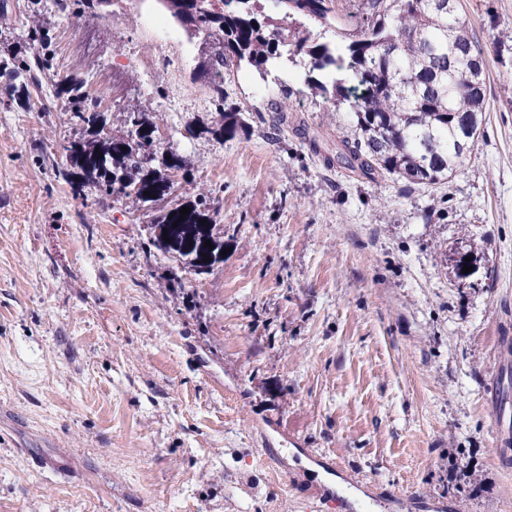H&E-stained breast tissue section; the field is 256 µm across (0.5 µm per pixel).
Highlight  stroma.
Wrapping results in <instances>:
<instances>
[{
	"instance_id": "stroma-1",
	"label": "stroma",
	"mask_w": 512,
	"mask_h": 512,
	"mask_svg": "<svg viewBox=\"0 0 512 512\" xmlns=\"http://www.w3.org/2000/svg\"><path fill=\"white\" fill-rule=\"evenodd\" d=\"M485 53L484 134L441 185L326 168L276 111L329 133L348 103L302 66L224 73L234 137L195 65L204 39L161 0L66 18L0 0V62L44 53L29 106L0 72V512H512L494 411L512 336V0H460ZM49 32L32 43L31 26ZM66 76L109 133L146 112L143 153L188 173L143 208L75 193ZM210 126L195 136L192 128ZM206 195L229 252L198 278L149 248L162 212ZM469 258L471 272L459 266Z\"/></svg>"
}]
</instances>
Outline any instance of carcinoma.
Here are the masks:
<instances>
[{
	"mask_svg": "<svg viewBox=\"0 0 512 512\" xmlns=\"http://www.w3.org/2000/svg\"><path fill=\"white\" fill-rule=\"evenodd\" d=\"M256 2L164 0L185 29L204 35L214 48L202 67L217 109L224 113L219 132L232 134L240 125L238 108L224 104V71L243 60L261 68L283 57L293 62L306 57L305 84L325 93L326 80H331L333 93L348 102L354 117L352 134L336 136L335 147L323 156L325 167L338 165L370 180L389 174L413 184L437 185L465 163L483 124L485 59L458 12L440 6V0H367L369 13L354 23L334 14L332 0H281L274 17ZM302 19L320 31L295 36L293 25ZM47 70L41 56L11 67L10 76L27 78L9 84L12 95L28 97V86H39ZM58 93L73 102L72 118L87 133L67 147L76 193L89 188L148 206L170 194V172L188 171L179 155L165 156L155 167L153 158L139 152L157 132L148 114L131 113L129 139H117L105 131L99 103L83 80L61 79ZM284 127L320 151L319 136L301 125L290 126L288 113L281 110L273 129ZM187 207L190 213L183 220L177 207L175 215L167 212L152 224L151 245L179 256L195 275H208L224 261V235L205 196ZM207 240L214 249L206 261L201 251Z\"/></svg>",
	"mask_w": 512,
	"mask_h": 512,
	"instance_id": "carcinoma-1",
	"label": "carcinoma"
}]
</instances>
